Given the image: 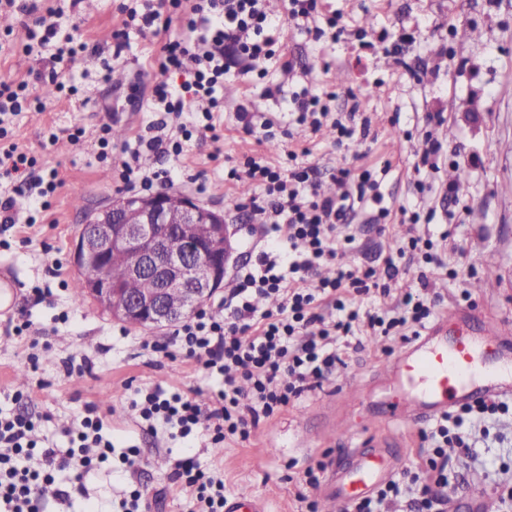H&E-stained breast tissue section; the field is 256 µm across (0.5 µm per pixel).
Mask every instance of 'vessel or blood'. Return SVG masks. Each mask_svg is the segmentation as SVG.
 I'll return each mask as SVG.
<instances>
[{"label":"vessel or blood","mask_w":512,"mask_h":512,"mask_svg":"<svg viewBox=\"0 0 512 512\" xmlns=\"http://www.w3.org/2000/svg\"><path fill=\"white\" fill-rule=\"evenodd\" d=\"M512 355V334L494 323L473 322L463 310L447 316L415 337L388 365L397 402L389 409L393 425H414L449 406L490 396L512 397V372L489 356L490 348ZM401 459L378 448L355 454L348 468L331 471L325 496L333 512L371 494L401 466Z\"/></svg>","instance_id":"b4317fda"}]
</instances>
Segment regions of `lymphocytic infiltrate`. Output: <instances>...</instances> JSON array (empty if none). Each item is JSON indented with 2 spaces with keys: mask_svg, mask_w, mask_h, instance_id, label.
Masks as SVG:
<instances>
[{
  "mask_svg": "<svg viewBox=\"0 0 512 512\" xmlns=\"http://www.w3.org/2000/svg\"><path fill=\"white\" fill-rule=\"evenodd\" d=\"M164 11L145 7L127 8L125 28L178 25L180 33L167 40L155 55L152 106L159 120L150 122L153 137L138 136L135 144L117 148L123 159L117 168L124 189H148L153 173L139 164L142 151L181 154L184 141L196 128L217 131L224 103L215 95L224 83L230 66L224 60L225 47H233L239 60L253 63L272 58L274 41L262 38L273 19L264 0H164ZM178 72L185 80L170 85L166 77ZM27 82L0 81V225L10 226L15 198L10 187L36 186L42 209H49L60 187L56 171L46 169L36 157L17 152L12 141L14 120L22 112L46 111L49 102L30 98ZM208 99L210 107L202 116L190 112V103ZM289 106L298 123L320 129L331 120L337 143L353 138L356 115L349 112L330 117L320 95L304 91L293 95ZM312 168L298 161V153L286 151L278 162L247 158L243 167H231L228 179L248 177L260 187L266 200L267 220L262 226L263 244L254 260L240 267L233 285L209 309L181 322L165 341L152 343L156 352L177 349L196 360L205 374L219 373L224 387L218 390L210 411L184 392L167 393L157 388L141 391L131 409L142 421L159 423L187 438L199 426H206L212 444L229 438L247 439L261 420L273 417L298 401L303 393L335 372L344 360L336 347L337 337L355 335L360 327L381 331L388 336L399 333L407 324H422L431 314L426 299L405 294L402 315L385 319L375 313L349 308V295L378 286L380 278L395 279L399 270L387 263L384 273L338 265L336 276L320 280L316 287L305 282L319 266L336 263L343 244L347 214L356 204L380 201L375 174L363 172L351 181L349 169H339L335 181L338 195L324 197L312 176ZM279 297L277 311H258L256 297ZM499 403L478 402L463 406L460 413L443 414L428 438L432 455L424 467L425 483L420 498L412 502L413 512H432L433 487L448 484L447 461L442 458L448 445L466 447L461 431L466 415L495 414ZM33 416L0 411V512H40V488L50 483L53 471L69 467L79 459L82 473H89L107 461L112 441L103 433V421L96 408L86 407L75 429L73 448L60 453L39 446ZM40 454V469L28 465L33 454ZM175 478L191 489L201 503V512H224V480L202 469L194 459L178 461Z\"/></svg>",
  "mask_w": 512,
  "mask_h": 512,
  "instance_id": "f902f5d3",
  "label": "lymphocytic infiltrate"
}]
</instances>
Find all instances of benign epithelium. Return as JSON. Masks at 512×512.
<instances>
[{"label": "benign epithelium", "instance_id": "benign-epithelium-1", "mask_svg": "<svg viewBox=\"0 0 512 512\" xmlns=\"http://www.w3.org/2000/svg\"><path fill=\"white\" fill-rule=\"evenodd\" d=\"M202 210L194 198L185 196L180 209L173 212L167 193L156 192L117 197L92 212L72 244L75 270L84 271L89 261L104 270L112 261V251L130 248L136 255L127 278H149L155 288L131 294L115 282L110 288L96 282L88 288L87 297L113 320L149 329L175 323L199 309L223 287L232 257L229 225L219 211H210L214 233L206 247L183 235ZM173 293L182 296V308L170 307L168 298Z\"/></svg>", "mask_w": 512, "mask_h": 512}]
</instances>
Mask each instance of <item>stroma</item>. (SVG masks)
Masks as SVG:
<instances>
[{
	"instance_id": "1",
	"label": "stroma",
	"mask_w": 512,
	"mask_h": 512,
	"mask_svg": "<svg viewBox=\"0 0 512 512\" xmlns=\"http://www.w3.org/2000/svg\"><path fill=\"white\" fill-rule=\"evenodd\" d=\"M127 2L38 0L40 15L58 25L57 44L86 52L71 76V91L46 111L31 110L16 120L19 151L55 168L62 185L36 223L16 224L9 249H0V266L20 284L15 306L29 309L32 322L27 335L17 337L0 316V406L22 393L21 408L43 417L40 438L64 451L69 429L92 404L114 444L101 473L88 481V494L80 493L74 470L56 472L43 512H125L122 502L137 488L147 491L152 512H194L190 492L173 478L177 461L188 454L223 475L225 497L252 492L264 512H323L329 470L381 437L392 439L405 469H417L421 435L430 423L393 426L381 410L391 397L381 372L406 347L402 336L365 332L358 349L339 339L344 366L322 387L260 421L244 441L229 439L215 448L198 437L188 444L138 423L129 408L137 388L196 390L207 404L224 381L205 377L181 354L158 357L142 348L143 340L171 336L172 327H127L90 300L73 297L72 242L88 213L123 192L112 160L98 157L96 132L106 123L122 130L128 142L146 134L153 119L151 62L178 33L174 27L130 32L128 49L113 58V35L123 27ZM267 8L280 19L270 31L274 56L257 71L225 81L218 92L224 119L217 138H192L177 157L142 155L143 167L159 174L156 190L177 191L223 212L234 233L235 268L256 242L248 225L263 223L265 216L251 206L259 188L226 179L230 166L248 156L277 161L295 144L308 148L302 162L316 168L323 193L333 187L340 167L356 174L385 170L382 203L363 205L349 219L353 242L344 259L379 271L391 260L400 273L389 281V295L373 289L354 296L353 306L388 315L405 293L420 292L433 301V318L459 308L476 320L512 326V0H324L322 18L299 24L288 18V0H268ZM332 14L341 36L316 34ZM25 22L20 14L10 18L16 47L0 54V79L28 81L31 95L41 98L47 85L35 74L49 71L50 54L22 51ZM465 26L475 27L479 38L461 39ZM403 33L414 37L404 48L398 45ZM109 70L123 72V81L106 78ZM305 88L327 94L336 114L359 104L371 120L368 135L337 147L330 127L314 133L299 125L288 101ZM242 106L253 112L255 123L273 122L274 139L244 132L236 119ZM76 127L86 131L77 143L69 139ZM429 139L442 145L434 170L418 165ZM457 168L467 179L452 195L448 174ZM383 207L390 214L382 220ZM405 207L423 214V221L409 223L401 213ZM443 231L445 269L426 264L418 251L398 255L410 238ZM56 261L62 265L58 279L48 272ZM423 275L429 280L425 289L419 284ZM37 286L51 291L38 305L32 295ZM66 361L74 366L69 376L62 368ZM507 404V413L479 423L471 452L449 449L444 512H469L474 494L492 497L495 512H512L501 495L512 483V398ZM348 419L360 427L359 436L339 435ZM132 445L139 454L130 465L122 455ZM319 461L326 469L319 485H309L306 470Z\"/></svg>"
}]
</instances>
